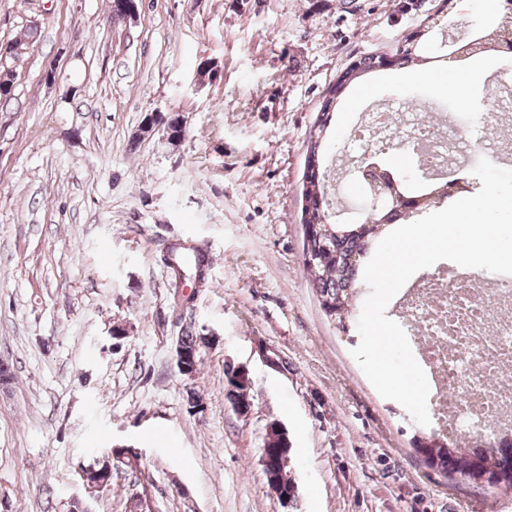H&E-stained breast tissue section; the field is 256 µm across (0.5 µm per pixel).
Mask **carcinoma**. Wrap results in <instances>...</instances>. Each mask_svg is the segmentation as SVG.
<instances>
[{"label":"carcinoma","instance_id":"obj_1","mask_svg":"<svg viewBox=\"0 0 512 512\" xmlns=\"http://www.w3.org/2000/svg\"><path fill=\"white\" fill-rule=\"evenodd\" d=\"M512 37V0H505L502 17L492 21L472 40L451 46L449 55L455 58H482L503 49H512L508 38ZM380 57L371 55L347 68L331 89L324 101L316 125L317 133L309 138L307 163H320L328 150L326 136L333 120L336 96L342 89L362 73L379 66ZM431 57L420 52L418 44L407 43L393 55V67L406 69L411 65H427ZM450 185L432 184L426 191L415 197L412 203L392 202L381 210L368 213L360 224H334L330 222V187L325 175L316 181L303 180L302 196L304 205V223L316 226L313 233L304 236V264L311 273L312 285L325 315L338 321L340 329L349 331L351 325L352 301L361 259L369 249L370 241L379 229L400 221H408L419 212H425L442 199L448 197ZM166 264L172 276L169 288L177 291L183 277L203 273L207 265L206 253L194 247L170 246L166 250ZM182 347L189 351H200L209 344L207 337L199 334L193 325H187L180 337ZM227 382V399L236 411L246 414L251 408V377L241 371H224ZM413 449L424 463L446 477L459 478L474 488L489 490L504 487L512 490V436L495 440L492 446H475V449L463 450L435 434L424 433L413 436ZM291 443L288 433L277 423L266 426L263 454L268 466L263 469L270 487L277 490L291 489L292 477L283 460L290 457ZM111 468H121L135 473L139 471L141 456L126 453L124 450H109L105 455Z\"/></svg>","mask_w":512,"mask_h":512}]
</instances>
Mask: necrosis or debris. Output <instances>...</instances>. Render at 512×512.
Masks as SVG:
<instances>
[{
	"mask_svg": "<svg viewBox=\"0 0 512 512\" xmlns=\"http://www.w3.org/2000/svg\"><path fill=\"white\" fill-rule=\"evenodd\" d=\"M353 139L371 153L396 142L417 151L439 180L461 174L478 153L512 160L496 135L474 138L450 114L429 120L402 101L370 108ZM395 311L432 379V427L469 444L512 433V277L439 269L405 288Z\"/></svg>",
	"mask_w": 512,
	"mask_h": 512,
	"instance_id": "necrosis-or-debris-1",
	"label": "necrosis or debris"
}]
</instances>
